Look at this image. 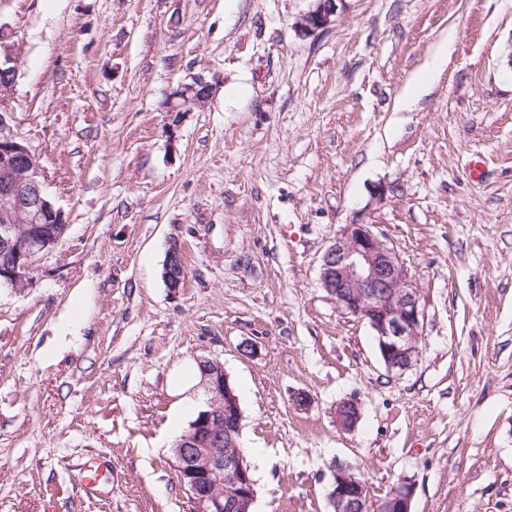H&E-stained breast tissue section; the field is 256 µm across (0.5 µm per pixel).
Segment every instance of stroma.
<instances>
[{
  "label": "stroma",
  "mask_w": 512,
  "mask_h": 512,
  "mask_svg": "<svg viewBox=\"0 0 512 512\" xmlns=\"http://www.w3.org/2000/svg\"><path fill=\"white\" fill-rule=\"evenodd\" d=\"M310 5L0 0L16 128L66 224L28 287L0 288V512H194L173 446L205 395L180 403L168 380L203 356L239 397L252 512H329L338 463L374 504L406 481L412 512H512V0H344L304 37ZM197 77L215 94L169 127ZM358 219L424 310L399 377L319 284ZM99 456L111 471L87 485ZM181 246L173 242L167 251V257L163 266V279L166 283V287L172 294H176L179 292L180 288H183V282L186 280V275L184 278V274L177 275L174 272V265H177V261L181 260ZM336 425L343 431L354 430L361 419V404L356 399H348L336 406Z\"/></svg>",
  "instance_id": "1"
}]
</instances>
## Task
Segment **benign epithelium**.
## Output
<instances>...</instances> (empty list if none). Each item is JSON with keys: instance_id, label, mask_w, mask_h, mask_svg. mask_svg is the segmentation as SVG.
<instances>
[{"instance_id": "1", "label": "benign epithelium", "mask_w": 512, "mask_h": 512, "mask_svg": "<svg viewBox=\"0 0 512 512\" xmlns=\"http://www.w3.org/2000/svg\"><path fill=\"white\" fill-rule=\"evenodd\" d=\"M342 0H314L296 21L302 36L324 30L336 18ZM21 46L0 31V287L29 285L39 256L63 235L61 211L45 190V171L38 154L20 135L9 107L19 76ZM216 85L203 78L179 85L170 93L166 112L170 120L194 107H203ZM181 246H169L163 266L168 290L176 294L184 275L174 272ZM319 280L327 295L345 313L366 323L377 342L387 372L401 376L419 358L424 315L420 299L403 262L374 225L363 221L345 224L321 258ZM206 408L173 448L180 482L188 491L195 512H251L254 482L239 450L242 411L224 363L201 357ZM336 425L354 430L361 419V404L348 399L336 406ZM414 488L403 482L376 506V512H411ZM330 512H370L369 490L348 465L331 469L328 492Z\"/></svg>"}]
</instances>
